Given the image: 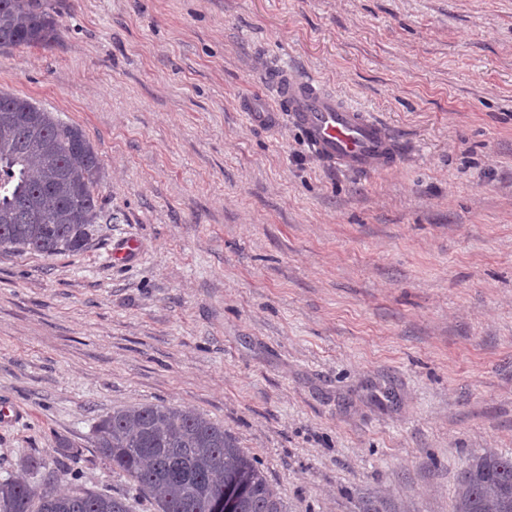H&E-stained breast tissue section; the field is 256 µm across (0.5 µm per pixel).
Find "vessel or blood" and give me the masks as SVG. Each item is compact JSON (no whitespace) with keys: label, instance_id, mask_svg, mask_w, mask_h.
<instances>
[{"label":"vessel or blood","instance_id":"vessel-or-blood-1","mask_svg":"<svg viewBox=\"0 0 512 512\" xmlns=\"http://www.w3.org/2000/svg\"><path fill=\"white\" fill-rule=\"evenodd\" d=\"M267 79L276 88L275 107L257 110L250 98L243 104L244 112L256 122L273 126L288 117L304 133L311 150L332 166L367 173L395 164L394 140L365 110L343 104L315 79L301 74L274 71Z\"/></svg>","mask_w":512,"mask_h":512}]
</instances>
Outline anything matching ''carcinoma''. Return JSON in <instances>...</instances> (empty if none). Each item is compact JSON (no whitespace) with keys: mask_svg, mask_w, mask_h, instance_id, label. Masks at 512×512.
Masks as SVG:
<instances>
[{"mask_svg":"<svg viewBox=\"0 0 512 512\" xmlns=\"http://www.w3.org/2000/svg\"><path fill=\"white\" fill-rule=\"evenodd\" d=\"M58 38V21L41 0H0V49ZM102 179L99 153L80 126L0 91L1 250H85L106 219ZM92 438L156 512H206L226 485L245 489L237 512H285L257 459L200 413L166 404L118 409L98 419ZM0 512H132V505L79 484L61 493L16 477L0 480ZM454 512H512V456L487 449L475 457L458 476Z\"/></svg>","mask_w":512,"mask_h":512,"instance_id":"obj_1","label":"carcinoma"}]
</instances>
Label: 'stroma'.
Listing matches in <instances>:
<instances>
[{
  "instance_id": "35a3bbf8",
  "label": "stroma",
  "mask_w": 512,
  "mask_h": 512,
  "mask_svg": "<svg viewBox=\"0 0 512 512\" xmlns=\"http://www.w3.org/2000/svg\"><path fill=\"white\" fill-rule=\"evenodd\" d=\"M44 2L59 38L0 51V91L84 130L112 221L0 251V479L32 458L31 482L129 493L92 426L166 403L285 512H453L461 469L512 454V0ZM276 65L400 163L349 174L251 122Z\"/></svg>"
}]
</instances>
